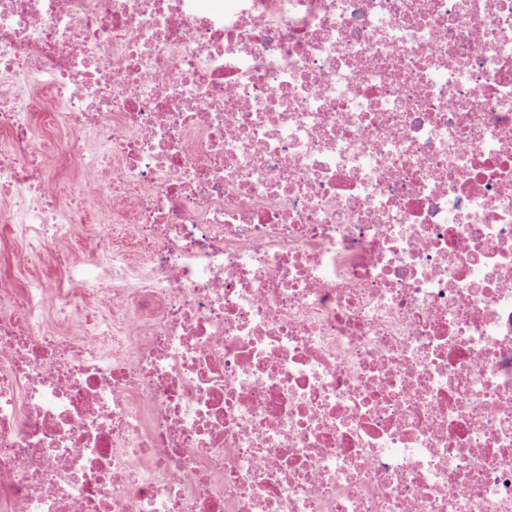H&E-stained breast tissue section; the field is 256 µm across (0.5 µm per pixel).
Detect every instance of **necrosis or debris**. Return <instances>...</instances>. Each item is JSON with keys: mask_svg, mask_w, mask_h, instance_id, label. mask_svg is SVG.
Here are the masks:
<instances>
[{"mask_svg": "<svg viewBox=\"0 0 512 512\" xmlns=\"http://www.w3.org/2000/svg\"><path fill=\"white\" fill-rule=\"evenodd\" d=\"M107 211L111 322L0 278L8 512H512V0H0V222ZM21 90L31 96L37 111L34 137L45 152V190L58 203L60 210L68 213L70 200L73 198L71 193L82 180L83 173L77 157L59 155L54 151L56 138L47 120V114L57 111L59 105L44 95L38 78H33L28 85L22 86ZM42 324L46 333L51 335H70L77 336L81 334V323L77 319L64 320L53 308V303L42 310Z\"/></svg>", "mask_w": 512, "mask_h": 512, "instance_id": "obj_1", "label": "necrosis or debris"}]
</instances>
